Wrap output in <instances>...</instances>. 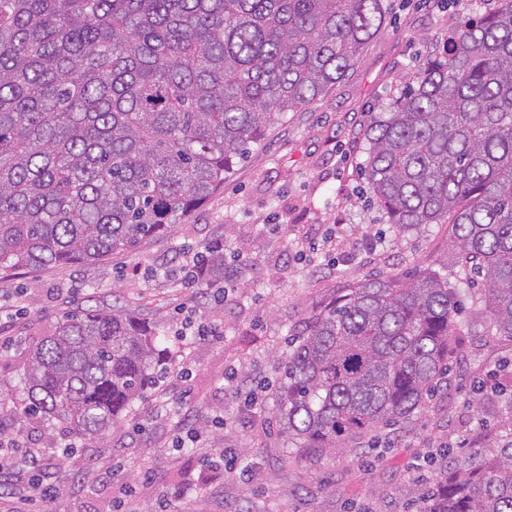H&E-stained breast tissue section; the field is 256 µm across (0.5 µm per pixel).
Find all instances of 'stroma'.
<instances>
[{"label": "stroma", "mask_w": 512, "mask_h": 512, "mask_svg": "<svg viewBox=\"0 0 512 512\" xmlns=\"http://www.w3.org/2000/svg\"><path fill=\"white\" fill-rule=\"evenodd\" d=\"M499 0H383L385 21L346 76L299 112H290L235 166L215 192L182 216L174 237L146 240L139 252L92 265L0 274V393L21 397L19 352L62 316L105 310L150 297V320L173 334L186 317L213 325L216 338L172 348L169 372L134 418L103 440L71 441L53 424L12 419L0 430L32 447L47 437L74 445L44 454L38 479L61 512H425L445 466L440 454L495 448L501 427L477 414L474 386L512 364V341L488 333L469 265L448 247L449 227L395 232L371 196L363 172L369 113L390 106L418 65L440 49L449 26L496 9ZM223 240L228 263L244 251L221 300L200 299L171 276L186 249ZM447 263L448 285L462 297L463 343L425 407L365 437L343 454L297 448L275 423V360L289 332L339 288L381 275H405ZM264 383L263 416L240 410L226 371ZM207 422L199 444L177 449L178 415ZM225 448L238 460L226 469ZM427 463H420L422 454ZM173 485L189 488L171 499Z\"/></svg>", "instance_id": "stroma-1"}]
</instances>
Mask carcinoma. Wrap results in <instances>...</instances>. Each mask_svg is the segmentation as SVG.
<instances>
[{"mask_svg": "<svg viewBox=\"0 0 512 512\" xmlns=\"http://www.w3.org/2000/svg\"><path fill=\"white\" fill-rule=\"evenodd\" d=\"M383 0H0V270L99 263L175 233L288 112L345 77ZM364 172L398 233L449 224L512 339V0L452 26L370 115ZM195 285H224V248ZM460 302L419 270L339 290L277 361L279 425L339 453L412 418L448 370ZM160 336L131 309L63 316L21 353L0 411L102 438L158 381ZM489 454L444 471L427 512H512V411Z\"/></svg>", "mask_w": 512, "mask_h": 512, "instance_id": "cac0c4a2", "label": "carcinoma"}]
</instances>
